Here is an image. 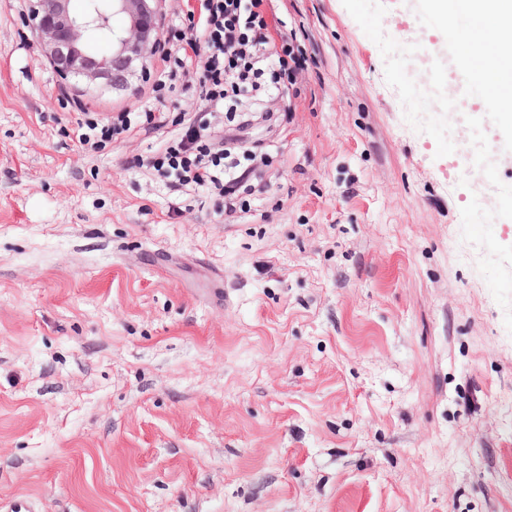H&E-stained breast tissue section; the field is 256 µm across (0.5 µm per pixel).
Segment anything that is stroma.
Masks as SVG:
<instances>
[{
    "instance_id": "1",
    "label": "stroma",
    "mask_w": 512,
    "mask_h": 512,
    "mask_svg": "<svg viewBox=\"0 0 512 512\" xmlns=\"http://www.w3.org/2000/svg\"><path fill=\"white\" fill-rule=\"evenodd\" d=\"M307 62L227 213L91 153L90 117L155 106L160 56L97 96L0 0V512H512V331L465 243L472 182L404 119L342 0H276Z\"/></svg>"
}]
</instances>
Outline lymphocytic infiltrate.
I'll list each match as a JSON object with an SVG mask.
<instances>
[{
    "label": "lymphocytic infiltrate",
    "instance_id": "obj_1",
    "mask_svg": "<svg viewBox=\"0 0 512 512\" xmlns=\"http://www.w3.org/2000/svg\"><path fill=\"white\" fill-rule=\"evenodd\" d=\"M270 2L198 0L197 8L183 12L186 28L169 33L176 46L162 56L153 86L156 97L187 82L201 105L224 109L231 122L242 99L288 98L305 57L287 29H274ZM167 123L163 112H115L89 122L80 142L95 150L136 129L158 130ZM178 124L164 152L143 160V167L176 188L216 192L226 211H236L240 188L262 178L263 156L242 146L214 147L208 125L194 119L182 118Z\"/></svg>",
    "mask_w": 512,
    "mask_h": 512
}]
</instances>
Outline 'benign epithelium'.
Listing matches in <instances>:
<instances>
[{
	"mask_svg": "<svg viewBox=\"0 0 512 512\" xmlns=\"http://www.w3.org/2000/svg\"><path fill=\"white\" fill-rule=\"evenodd\" d=\"M27 2V18L46 59L60 78L77 79L88 91L124 87L161 49L163 0H107L106 12L98 0H87L81 13L71 9V0ZM109 28L110 48L95 51L96 35Z\"/></svg>",
	"mask_w": 512,
	"mask_h": 512,
	"instance_id": "benign-epithelium-1",
	"label": "benign epithelium"
}]
</instances>
